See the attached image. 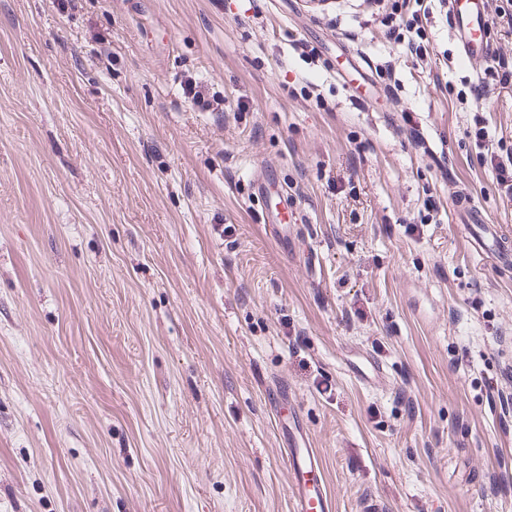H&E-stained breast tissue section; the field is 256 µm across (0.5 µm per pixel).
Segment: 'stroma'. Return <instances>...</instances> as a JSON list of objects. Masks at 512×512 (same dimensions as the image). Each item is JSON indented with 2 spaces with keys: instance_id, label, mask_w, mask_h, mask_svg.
Segmentation results:
<instances>
[{
  "instance_id": "35a3bbf8",
  "label": "stroma",
  "mask_w": 512,
  "mask_h": 512,
  "mask_svg": "<svg viewBox=\"0 0 512 512\" xmlns=\"http://www.w3.org/2000/svg\"><path fill=\"white\" fill-rule=\"evenodd\" d=\"M392 4L0 0V512H291L282 383L332 512H512V268L455 191L512 199L446 0L424 60ZM482 163L492 167L496 171V185L497 191L504 193L505 196L512 197V151H507L505 154L490 152H479ZM280 181L277 175V172L273 169H262L257 177L253 180L251 184L252 194L256 197L257 200L262 202L265 206L264 210V221L265 224L268 221V224L275 225V228L278 230L277 238L282 240L284 243L288 244V224L283 222V218H281V212L278 209V205H283L286 209L288 207V197H285L283 194H280L279 186ZM276 196L278 201L274 205V210L271 206L272 198ZM273 214V216L270 214Z\"/></svg>"
}]
</instances>
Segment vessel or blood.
Listing matches in <instances>:
<instances>
[{"label":"vessel or blood","mask_w":512,"mask_h":512,"mask_svg":"<svg viewBox=\"0 0 512 512\" xmlns=\"http://www.w3.org/2000/svg\"><path fill=\"white\" fill-rule=\"evenodd\" d=\"M448 8L459 58L468 63L487 58L490 44L486 0H448ZM279 184L275 170H261L251 184L252 194L266 205L274 199L287 204V197L279 193ZM457 210L462 223L482 226V235L474 239L478 248L491 253L499 265L512 264V235L504 233L500 226L489 224L483 211L469 198H459ZM271 405L278 416V432L285 448L293 512H332V502L322 480L319 453L302 429L297 413L289 409L287 385L276 387Z\"/></svg>","instance_id":"b4317fda"}]
</instances>
